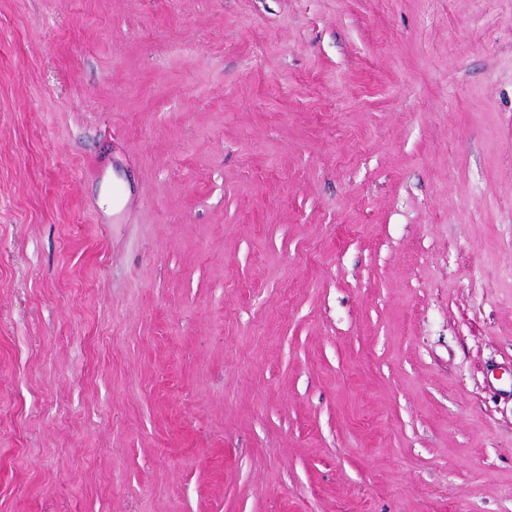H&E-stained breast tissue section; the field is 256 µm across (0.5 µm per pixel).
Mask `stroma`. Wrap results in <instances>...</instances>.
<instances>
[{"mask_svg": "<svg viewBox=\"0 0 512 512\" xmlns=\"http://www.w3.org/2000/svg\"><path fill=\"white\" fill-rule=\"evenodd\" d=\"M0 512H512V0H0Z\"/></svg>", "mask_w": 512, "mask_h": 512, "instance_id": "35a3bbf8", "label": "stroma"}]
</instances>
